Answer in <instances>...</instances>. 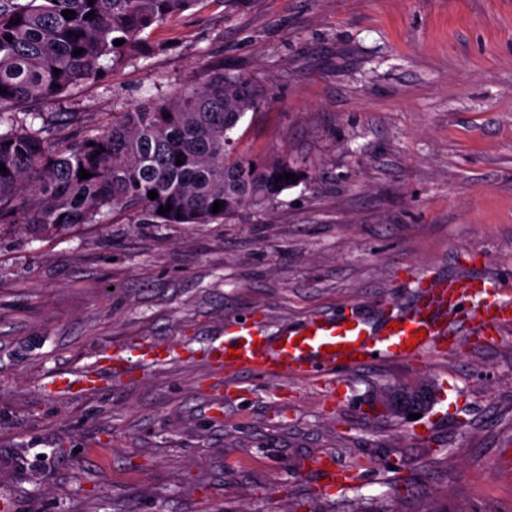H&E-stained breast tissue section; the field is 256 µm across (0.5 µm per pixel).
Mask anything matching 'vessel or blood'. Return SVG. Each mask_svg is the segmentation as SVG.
I'll return each instance as SVG.
<instances>
[{
  "label": "vessel or blood",
  "mask_w": 512,
  "mask_h": 512,
  "mask_svg": "<svg viewBox=\"0 0 512 512\" xmlns=\"http://www.w3.org/2000/svg\"><path fill=\"white\" fill-rule=\"evenodd\" d=\"M466 299L473 304L468 318L474 335H487L492 325L512 318V294L496 279L455 277L430 284L415 305L397 314L402 324L399 330L386 326L372 330L363 318L352 314L338 319L312 317L304 325L282 331L274 340L254 322L238 321L213 345L210 362L219 370L276 378L329 375L344 359L347 345L368 358H416L445 347V315ZM421 330L425 338L416 339V332Z\"/></svg>",
  "instance_id": "b4317fda"
}]
</instances>
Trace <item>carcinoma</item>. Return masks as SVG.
Returning a JSON list of instances; mask_svg holds the SVG:
<instances>
[{"instance_id":"carcinoma-1","label":"carcinoma","mask_w":512,"mask_h":512,"mask_svg":"<svg viewBox=\"0 0 512 512\" xmlns=\"http://www.w3.org/2000/svg\"><path fill=\"white\" fill-rule=\"evenodd\" d=\"M202 2L0 0L1 225L24 224L43 236L130 211L159 224H208L245 208L273 207L294 185L275 182L286 172L306 180L286 157L257 162L235 154L231 133L267 98L241 72L218 68L200 85L112 113L101 130L72 112V130L62 134L53 113L42 111L100 71L149 58L143 34ZM64 10L74 11L73 18ZM78 48L83 52L73 55ZM81 168L92 177L79 178ZM216 201L222 208L214 213ZM168 204L171 210L159 214ZM412 394L411 387L387 389L380 403L397 418L396 407Z\"/></svg>"}]
</instances>
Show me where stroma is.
Segmentation results:
<instances>
[{
    "instance_id": "stroma-1",
    "label": "stroma",
    "mask_w": 512,
    "mask_h": 512,
    "mask_svg": "<svg viewBox=\"0 0 512 512\" xmlns=\"http://www.w3.org/2000/svg\"><path fill=\"white\" fill-rule=\"evenodd\" d=\"M150 39L59 112L102 128L220 65L272 96L234 130L238 154H288L309 178L211 224L0 226V450L18 457L0 496L14 512H512V321L330 380L204 362L240 318L270 336L352 313L378 327L422 277L512 292V0H203ZM94 368L87 391L47 390ZM422 380V417L373 409ZM326 455L357 480L327 492Z\"/></svg>"
}]
</instances>
